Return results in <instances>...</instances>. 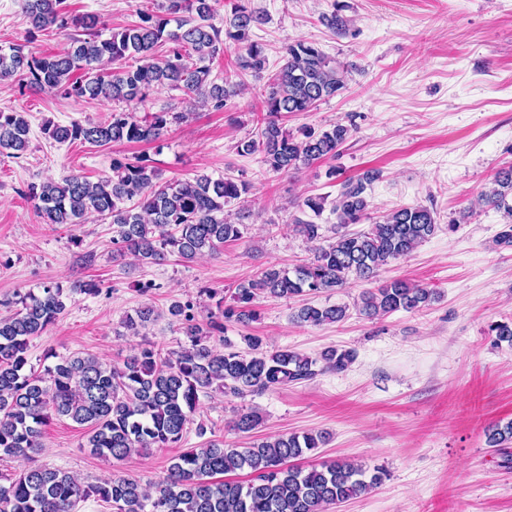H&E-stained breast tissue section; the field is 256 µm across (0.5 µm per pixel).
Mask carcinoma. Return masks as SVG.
<instances>
[{"label":"carcinoma","instance_id":"1","mask_svg":"<svg viewBox=\"0 0 512 512\" xmlns=\"http://www.w3.org/2000/svg\"><path fill=\"white\" fill-rule=\"evenodd\" d=\"M64 0H25L29 37L54 27L65 33L70 46L55 56H36L21 45L0 48V80L26 73L27 84L40 91L57 92L88 100L142 103L158 88L170 86L219 111L236 95L241 83L227 74L223 83L211 79L208 63L235 46L236 72L259 73L266 57L251 30L265 23L263 14L245 0H234L224 28L212 23L211 0H165L159 10L138 11L139 21L108 37L95 30L96 18H73L63 11ZM176 23V29L168 26ZM172 46L162 56L158 44ZM83 72L75 81L71 75ZM345 68L316 44L299 40L286 48V61L269 83L262 101L261 126L256 137L238 146V152L260 153L268 169L297 171L336 156L349 129L337 124L316 133L305 130L297 139L278 123L286 112H309L339 91ZM178 113L152 112L142 117L114 109L101 123L43 127L57 143L80 140L103 147L116 142H151L160 139ZM31 128L25 113L0 110V155L19 158L27 150ZM377 178L368 171L340 183L332 213L337 226L358 224L367 218V186ZM248 183L232 177L213 179L161 178L146 159H112V174L90 181L77 174L49 179L29 189L47 224H79L91 214L116 226L114 253L139 262L159 263L169 255L194 260L214 253L220 245L243 238L248 210L236 212V221L224 218V206L248 194ZM512 166L497 173L494 187L480 193L487 206L505 211L512 219ZM140 198L133 209L124 203ZM437 224L423 206L400 207L383 221L358 233L335 231L313 257L289 272L275 266L262 269L239 284L231 303L218 298L217 312L200 322L190 302L176 301L170 316L190 338L188 347L162 354L143 343L114 363L94 355L70 356L37 371L29 364L30 340L41 335L66 310L63 288L46 286L39 293H16L0 300L10 314L0 317V459L32 460L42 447L43 428L54 417L89 425L85 447L94 455L122 462L147 448L178 446L194 423L200 396L213 394L243 398L290 383L311 380L323 370L346 371L354 362L353 350L329 348L318 358L290 349L268 351L258 336H246L247 350H215L210 338L224 333V322L254 321L260 296L292 298L342 287L353 277L376 280L391 260L406 256L432 236ZM293 232L307 241L323 237V225L294 219ZM437 292L403 280H392L362 292L359 312L384 317L396 311L415 312L429 305ZM341 305L305 304L295 314L301 324L336 323L346 316ZM145 306L126 317L124 327L141 335L153 319ZM488 333L495 342L512 344V319L494 322ZM259 424L256 412L242 410L233 427L248 433ZM487 443L512 462V421L486 429ZM326 442L323 433L278 435L248 448H226L208 442L177 455L163 480L142 484L120 475L96 484H84L67 471L41 465L27 466L9 484H0V512H76L81 501L94 496L112 504L115 512H326L327 507L356 498L382 483L384 470L373 473L351 461L324 462L304 469L292 461L312 455ZM248 470L243 485L218 481L216 476Z\"/></svg>","mask_w":512,"mask_h":512}]
</instances>
